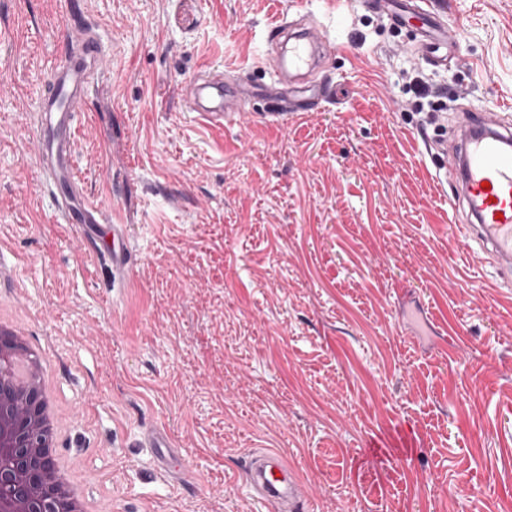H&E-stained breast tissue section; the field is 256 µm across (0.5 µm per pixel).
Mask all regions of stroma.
<instances>
[{
	"mask_svg": "<svg viewBox=\"0 0 512 512\" xmlns=\"http://www.w3.org/2000/svg\"><path fill=\"white\" fill-rule=\"evenodd\" d=\"M433 2L464 29L445 65L363 0H81L109 72L75 158L129 229L119 278L58 223L35 162L61 0H0V296L50 356L60 450L110 512H260L259 448L299 473L309 512H512V287L460 234L426 149L454 101H512V0ZM281 13L335 43L319 76L337 97L273 123ZM203 69L260 88L220 129L181 100ZM411 301L446 347L406 336ZM149 426L189 478L155 463Z\"/></svg>",
	"mask_w": 512,
	"mask_h": 512,
	"instance_id": "1",
	"label": "stroma"
}]
</instances>
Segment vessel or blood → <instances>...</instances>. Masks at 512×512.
Here are the masks:
<instances>
[{"instance_id": "vessel-or-blood-1", "label": "vessel or blood", "mask_w": 512, "mask_h": 512, "mask_svg": "<svg viewBox=\"0 0 512 512\" xmlns=\"http://www.w3.org/2000/svg\"><path fill=\"white\" fill-rule=\"evenodd\" d=\"M370 10L384 11L395 20L412 18L420 23L422 45L429 60L440 63L448 55L459 54L462 31H449L443 14L428 9L425 0H366ZM68 17L67 42H78L73 58H62L47 82V93L37 102L40 116L35 133L39 171L54 188V205L61 223L77 232L84 253L107 261L113 272L128 271L133 263L126 225L108 222L102 209L89 199L77 175L73 157L75 116L88 97L90 73L105 74L106 59L94 24L79 25L76 0H64ZM287 19L270 26L268 43L277 44L291 36ZM295 36V35H292ZM287 56L276 57L274 67L287 76L282 92L292 100L288 113H272V121L299 114V101L327 100L326 88L315 80L301 79V71L318 66L323 55L336 46L316 31L295 36ZM245 87L228 84L223 73L211 70L189 81L181 90L188 111L210 127H222L238 117L234 103L248 95ZM455 137L445 154L449 174L468 212L460 228L465 237L478 241L488 264L503 281H512V119L500 112L468 106L458 109ZM143 439L154 448L159 466L184 471L181 452L166 429L147 428ZM250 491L272 512H299L309 494L294 468L276 450L263 448L253 453L247 469Z\"/></svg>"}]
</instances>
